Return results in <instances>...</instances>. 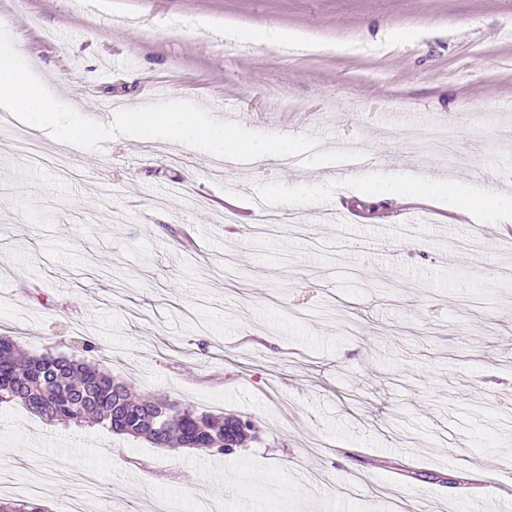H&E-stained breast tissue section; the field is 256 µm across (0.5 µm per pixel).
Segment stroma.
<instances>
[{
  "mask_svg": "<svg viewBox=\"0 0 512 512\" xmlns=\"http://www.w3.org/2000/svg\"><path fill=\"white\" fill-rule=\"evenodd\" d=\"M1 18L89 119L160 88L371 153L227 163L163 138L90 150L0 128V336L258 434L210 455L2 404L0 498L38 481L53 512L91 471L87 497L112 512H512V209L362 197L414 175L512 198V0H0ZM276 27L303 45L260 40ZM258 197L288 218L273 233L250 230Z\"/></svg>",
  "mask_w": 512,
  "mask_h": 512,
  "instance_id": "stroma-1",
  "label": "stroma"
}]
</instances>
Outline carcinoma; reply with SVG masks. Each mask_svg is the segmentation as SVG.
<instances>
[{
    "mask_svg": "<svg viewBox=\"0 0 512 512\" xmlns=\"http://www.w3.org/2000/svg\"><path fill=\"white\" fill-rule=\"evenodd\" d=\"M17 403L50 424L101 425L117 435L143 439L160 448H195L230 455L248 436L224 447V425L233 416L200 412L167 396L134 398L125 383L99 364L51 353L27 355L0 336V404ZM0 512H48L42 505L0 499Z\"/></svg>",
    "mask_w": 512,
    "mask_h": 512,
    "instance_id": "1",
    "label": "carcinoma"
}]
</instances>
